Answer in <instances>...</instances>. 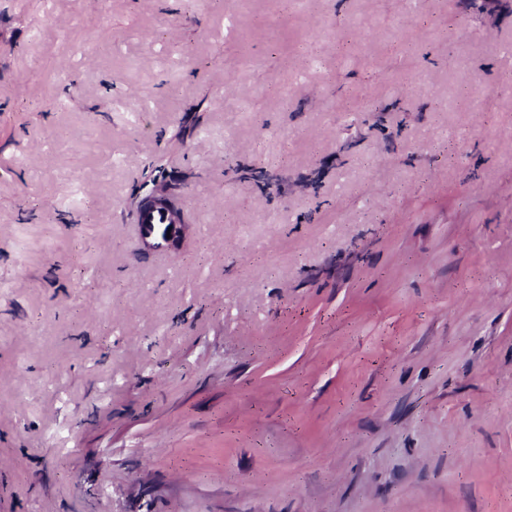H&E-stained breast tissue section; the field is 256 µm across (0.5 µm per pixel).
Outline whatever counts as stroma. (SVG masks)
<instances>
[{
    "label": "stroma",
    "instance_id": "1",
    "mask_svg": "<svg viewBox=\"0 0 512 512\" xmlns=\"http://www.w3.org/2000/svg\"><path fill=\"white\" fill-rule=\"evenodd\" d=\"M0 512H512V0H0ZM148 199H146L143 202V199L138 202L137 205V211L145 210V209H161L164 210L170 218V224H168V219L166 215L160 211H154V212H146L142 215L141 212L137 213L136 221L137 224H145L146 228V237H145V245L149 248L155 247L154 244L147 241V238H149L152 234H156L160 236L164 241H172V244L174 245L178 241V236L175 238L172 237L173 230L180 229L183 226H186L187 224H184V219L181 211L175 207L173 204L170 194H169V188L162 184L160 185L152 194L147 196ZM154 224H167V227L164 232L161 234L155 233ZM168 228H171L170 231V238H167V231Z\"/></svg>",
    "mask_w": 512,
    "mask_h": 512
}]
</instances>
